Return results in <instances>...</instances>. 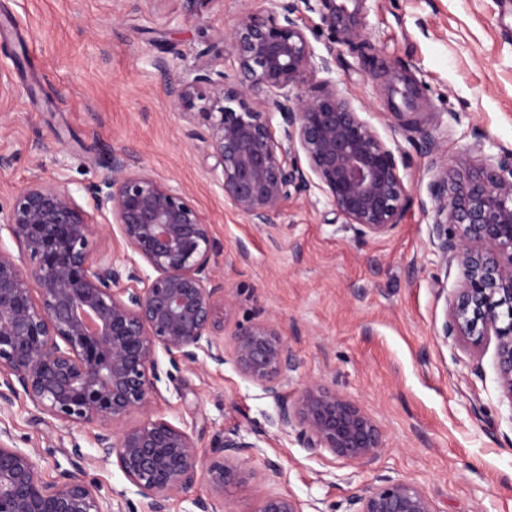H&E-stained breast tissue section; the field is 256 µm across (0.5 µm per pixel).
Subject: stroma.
<instances>
[{"mask_svg":"<svg viewBox=\"0 0 512 512\" xmlns=\"http://www.w3.org/2000/svg\"><path fill=\"white\" fill-rule=\"evenodd\" d=\"M330 80L394 150L405 213L386 236L355 234L320 190L289 199L277 223L234 212L207 172L205 150L172 112L158 60L185 73L236 15L260 0H0V206L33 176L73 190L97 181L112 149L125 148L180 188L210 221L216 271L232 304L226 331L276 321L295 368V398L321 379L365 410L384 446L368 463L304 447L278 408L233 360L172 368L151 411L193 432L205 461L224 429L259 435L246 489L224 491L223 512H256L280 493L303 512H346L348 497L390 477L417 486L434 512H512V402L501 392L495 344H447L438 332L457 286L436 263L427 211L435 164L477 162L512 149V0H295ZM344 9L343 23L329 19ZM413 113L404 125L401 113ZM436 151H429L428 142ZM25 395L0 410L10 446L30 452L42 477L71 475L109 498L115 512H150L86 429L38 421ZM280 476L269 479L268 464Z\"/></svg>","mask_w":512,"mask_h":512,"instance_id":"obj_1","label":"stroma"}]
</instances>
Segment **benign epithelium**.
Segmentation results:
<instances>
[{
	"instance_id": "benign-epithelium-1",
	"label": "benign epithelium",
	"mask_w": 512,
	"mask_h": 512,
	"mask_svg": "<svg viewBox=\"0 0 512 512\" xmlns=\"http://www.w3.org/2000/svg\"><path fill=\"white\" fill-rule=\"evenodd\" d=\"M262 2L216 35L192 75L168 78L172 111L193 124L188 135L204 144L224 202L250 223L275 224L286 201L317 188L359 235L388 233L407 199L394 151L331 82L298 92L328 61L315 63L293 0ZM226 49L240 63L232 85L205 60ZM259 88L267 97H254ZM468 152L483 163H441L429 184L440 263L458 270L441 333L475 348L495 337L499 386L512 403V150L486 156L477 136ZM84 191L92 212L69 183L39 179L0 207V231L18 247L15 254L0 246V407L21 390L36 419L86 428L150 512H167L179 494L199 512H218L214 501L192 497L196 485L206 480L217 496L245 486L258 444L229 428L214 445L222 460L206 465L191 433L147 413L158 351L175 366L224 364L229 299L215 275L208 219L122 148ZM98 217L117 227L123 251L93 256ZM229 343L240 374L273 399L278 423L297 428L305 447L362 463L383 448L373 419L321 379L288 401L295 364L276 323L238 326ZM135 412L144 414L138 424L114 430ZM348 502V512H434L419 488L390 478ZM0 512H112V504L75 477L43 481L29 452L0 440ZM256 512L302 510L271 493Z\"/></svg>"
}]
</instances>
